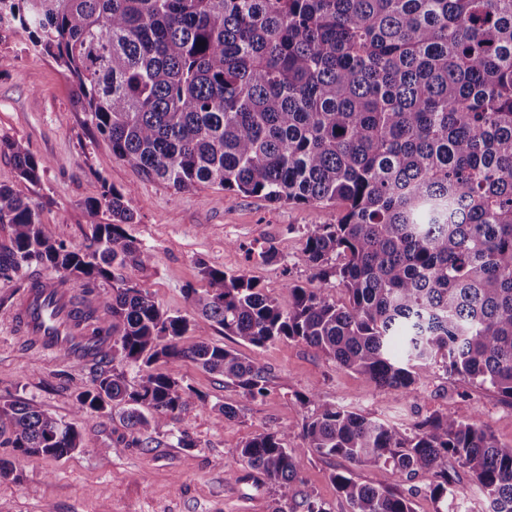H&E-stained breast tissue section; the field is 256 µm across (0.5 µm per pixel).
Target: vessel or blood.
Listing matches in <instances>:
<instances>
[{
	"instance_id": "vessel-or-blood-1",
	"label": "vessel or blood",
	"mask_w": 512,
	"mask_h": 512,
	"mask_svg": "<svg viewBox=\"0 0 512 512\" xmlns=\"http://www.w3.org/2000/svg\"><path fill=\"white\" fill-rule=\"evenodd\" d=\"M68 297V290L58 287L55 281H43L41 287L30 289L24 295L15 322L21 331L35 335L45 350L73 359L89 350L92 340L66 331L70 310Z\"/></svg>"
}]
</instances>
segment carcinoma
<instances>
[{
	"instance_id": "obj_1",
	"label": "carcinoma",
	"mask_w": 512,
	"mask_h": 512,
	"mask_svg": "<svg viewBox=\"0 0 512 512\" xmlns=\"http://www.w3.org/2000/svg\"><path fill=\"white\" fill-rule=\"evenodd\" d=\"M24 30L74 87L87 123L112 158L177 192L204 184L270 202H340L337 224L307 227L304 254L321 281L348 295L288 284V305L242 270L205 266L207 288L187 289L198 314L164 311L124 270L156 253L127 231L134 214L103 186L89 210V243L54 238L36 206L0 184V280L19 287L51 269L70 296L75 329L98 339L77 409L159 430L188 415L195 393L160 361L189 358L256 396L259 356L180 340L218 326L262 349L303 342L405 399L417 365L512 399V0H0V26ZM21 179L42 161L6 140ZM112 292L92 302L100 285ZM145 372L127 383L115 362ZM314 407L303 448L288 432L258 434L240 455L288 495L311 454L392 466L420 477L448 512L455 459L487 492L490 512H512V448L489 427L433 412L409 427L301 396ZM81 447L77 427L29 401L0 397V448L61 458ZM351 512H413L410 490L335 475Z\"/></svg>"
}]
</instances>
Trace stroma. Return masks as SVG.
Here are the masks:
<instances>
[{
    "instance_id": "1",
    "label": "stroma",
    "mask_w": 512,
    "mask_h": 512,
    "mask_svg": "<svg viewBox=\"0 0 512 512\" xmlns=\"http://www.w3.org/2000/svg\"><path fill=\"white\" fill-rule=\"evenodd\" d=\"M1 140L28 143L43 169L39 183L30 184L19 177L12 159L0 153V184L33 202L46 227L66 243H86L92 224L107 222V214L95 215L87 208L104 185L122 192L134 213L129 234L158 255L156 264L130 267L126 273L168 313L191 316L187 291L205 288V265L247 270L283 304L291 283L324 287L339 304L347 300L338 281L318 282L303 255L306 226L337 223L342 205L276 204L209 184L177 193L146 179L112 159L108 141L76 109L73 85L61 68L15 28L0 29ZM259 246L274 247L276 258L250 256V249ZM20 299L14 283L0 281V396L34 402L74 424L82 448L59 459L15 460L13 475L0 478V512H273L277 507L297 512L307 492L328 512H350L336 488L335 473L349 472L361 483L378 479L397 486L392 468L316 454L305 460L287 496L255 478L239 448L254 435L283 430L289 447H304L303 428L312 410L299 398L310 393L394 424L408 425L435 411L465 422L478 420L490 427L499 445L512 448V401L494 390L426 368L415 397L402 400L363 375L336 367L305 343L286 339L257 352L238 346L244 356H260L267 370L265 392L257 397L225 384L222 376L192 360L162 363V370L190 386L201 401L167 427L144 432L147 444L138 447L119 414L77 412L73 386L90 381L89 364L24 346L11 324ZM221 404L231 407L233 416L220 418ZM183 434L191 447L178 445ZM228 469L235 471L236 480L225 481Z\"/></svg>"
}]
</instances>
